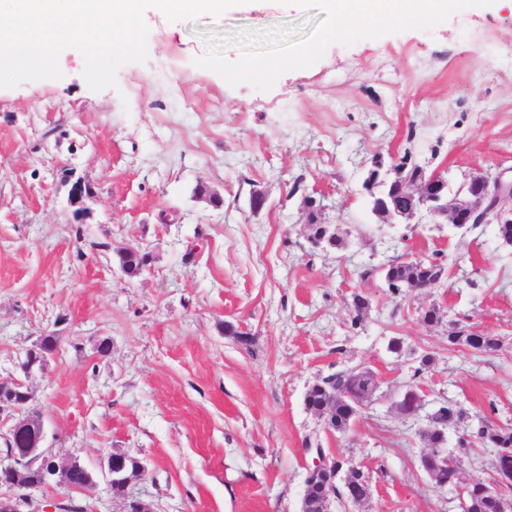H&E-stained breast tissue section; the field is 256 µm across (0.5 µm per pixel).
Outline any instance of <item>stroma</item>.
<instances>
[{"label":"stroma","instance_id":"stroma-1","mask_svg":"<svg viewBox=\"0 0 512 512\" xmlns=\"http://www.w3.org/2000/svg\"><path fill=\"white\" fill-rule=\"evenodd\" d=\"M322 18L277 0L216 21L150 8L148 58L123 65L117 88L92 91L69 48L62 78L0 89V383L58 337L27 383L46 447L96 474L88 512L123 508L99 475L112 452L142 459L128 493L156 512H300L307 441L370 480L366 502L331 512H457V489L420 466L422 418L396 402L415 383L424 412L446 400L463 427L512 425V246L491 224L380 223L363 188L404 157L454 189L479 173L512 179V12L468 8L430 31L334 43L268 92L194 64L207 32ZM74 178L90 187L75 207ZM313 215L344 248H312ZM120 248L148 252L149 270L125 276ZM436 254L446 275L427 293L361 276ZM357 294L369 307L356 322ZM430 305L434 327L420 318ZM455 324L499 348L449 346ZM345 368L373 371L378 391L331 433L304 396Z\"/></svg>","mask_w":512,"mask_h":512}]
</instances>
